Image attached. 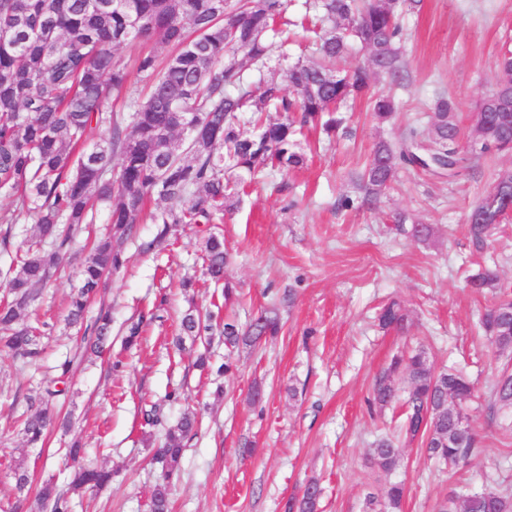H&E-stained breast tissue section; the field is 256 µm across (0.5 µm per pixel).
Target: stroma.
Segmentation results:
<instances>
[{
    "mask_svg": "<svg viewBox=\"0 0 512 512\" xmlns=\"http://www.w3.org/2000/svg\"><path fill=\"white\" fill-rule=\"evenodd\" d=\"M403 26L409 80L398 91L395 119L377 123L359 100L344 132L303 130L304 165L255 176L238 208L225 213L217 230L231 256L224 277L237 289L234 304L202 281L195 227L174 225L169 246L159 251L149 246L155 225H137L123 245L126 267L101 294L112 311V353L125 363L115 372L107 358L80 359L83 332L64 321L80 256L39 289L33 307L46 323L40 360L24 366L0 352V512H40L34 498L18 501L11 469L23 467L33 491L51 477L64 481V450L75 440L87 463L111 470L112 482L72 496V512H150L161 471L155 451L189 407L200 425L180 461L172 512H287L313 479L322 489L317 512H369L367 494L398 481L406 488L402 512H434L451 488L476 492L497 476L512 483V415L489 410L491 386L512 352L496 351L482 335L488 299L468 286L469 276L488 269L512 286V220L482 249L466 228L470 206L500 173L512 172V153L476 155L455 177L403 169L377 205L336 207L339 197L356 195L352 178L376 142L398 143L411 121L427 133L424 108L438 96L458 101L462 131L471 132L479 101L497 81L499 57L512 49V0H421L405 12ZM398 213L406 224H394ZM417 224L429 226L426 240L414 239ZM186 276L198 279L187 291L180 287ZM393 300L408 316L401 333L376 319ZM220 306L243 325L273 311L279 331L240 344L238 371L217 379L195 367V346L179 351L172 339L186 310ZM153 307L160 320L124 347L129 319ZM415 349L436 367L464 369L475 386L468 414L479 446L452 473L417 441L404 447L391 473L370 461L373 442L395 434L401 414L371 406L375 380L394 356ZM67 359L73 370L51 409L67 414L71 426L52 431L44 446H28L21 416L39 395L43 373ZM254 387L263 393L257 405L249 398ZM175 389L181 399L165 401ZM159 401L164 423L148 426L143 412Z\"/></svg>",
    "mask_w": 512,
    "mask_h": 512,
    "instance_id": "stroma-1",
    "label": "stroma"
}]
</instances>
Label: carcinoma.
<instances>
[{
  "label": "carcinoma",
  "instance_id": "1",
  "mask_svg": "<svg viewBox=\"0 0 512 512\" xmlns=\"http://www.w3.org/2000/svg\"><path fill=\"white\" fill-rule=\"evenodd\" d=\"M420 0H305L303 26L317 58L297 59L281 77L251 81L274 49L284 48L297 22L288 16L292 0H0V194L10 207L0 209V224L29 217L37 240L16 244L11 229L0 236V253L15 255L3 274L9 298L0 303V348L22 363L35 362L42 352L38 329L23 323L34 289L50 283L60 272L82 226L95 223L96 204H110L111 227L94 244L79 267V282L69 296L66 322L84 328L87 350L100 354L112 345V318L100 311L85 324L90 299L104 279L124 265L123 243L134 236L151 198L164 204L151 215L157 231L148 248L164 243L172 224L205 225L202 252L207 276L224 282V299L234 295L224 281L228 256L224 238L214 230L224 211L240 203L244 177L263 169L288 170L304 163L297 150V127L322 126L337 131L339 116L351 99L364 98L380 123L397 112L395 97L371 90L372 74L364 67L343 69L338 62L351 43L366 49L391 80L405 85L401 60L404 39L402 13ZM149 40L154 47L135 62L144 89L129 95V129L107 110L110 93L126 94L130 72L114 57V48ZM171 48L165 59L158 50ZM499 79L486 94L479 111L490 119L476 130L486 141L483 153L512 150V53L499 62ZM430 131L422 137L409 127L398 146L377 142L359 175L361 198L343 196L341 209L371 206L391 187L398 170L421 168L452 177L466 167L461 147L458 105L442 95L429 107ZM276 112L280 119L263 118ZM252 114L258 131H240L244 115ZM107 136L89 147L92 125ZM117 169H112L113 159ZM512 212V173L498 177L490 191L471 209L467 227L474 246L483 248L496 225ZM490 272L472 276L471 288L481 292L496 287ZM155 315L142 313L127 327L125 341L133 344ZM214 314L186 312L180 335L183 347L212 330ZM380 324L400 330L406 315L396 302L382 311ZM481 325L498 350L512 348V292L501 291L488 306ZM277 330L266 312L246 328L234 320L222 326L224 346L233 350L248 340L257 342ZM408 380L404 421L399 433L418 440L429 456L448 466L466 463L476 445V434L459 432L468 420L464 406L472 397L467 377L454 369L437 370L419 352L397 358L380 376L373 404L386 407L397 394L394 375ZM56 380H46L43 395L29 399L33 410L23 433L32 446L44 441L54 423L47 409L59 395ZM490 409L512 413V370L503 369L490 391ZM196 413H184L168 428L158 450L164 470L151 498V512H169L171 481L183 448L195 435ZM74 467L75 489L100 488L112 471L80 462L81 448L68 451ZM402 458L396 440L382 437L371 449V461L381 471L395 469ZM493 500L481 493L460 495L452 489L436 512H512V490L491 488ZM321 489L310 481L298 503L289 509L316 512ZM404 485L394 482L383 495V512H400ZM40 507L70 512L64 494L53 482L39 492Z\"/></svg>",
  "mask_w": 512,
  "mask_h": 512
}]
</instances>
